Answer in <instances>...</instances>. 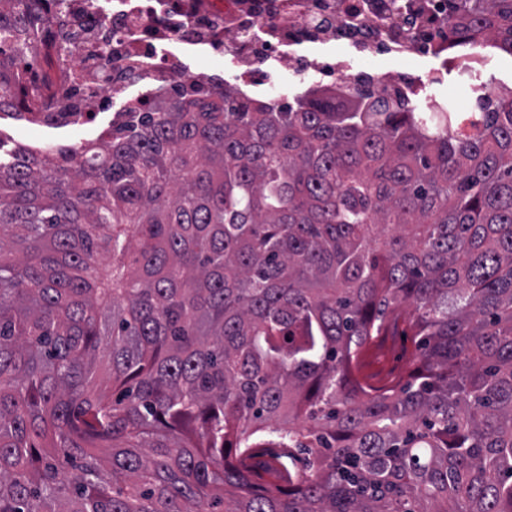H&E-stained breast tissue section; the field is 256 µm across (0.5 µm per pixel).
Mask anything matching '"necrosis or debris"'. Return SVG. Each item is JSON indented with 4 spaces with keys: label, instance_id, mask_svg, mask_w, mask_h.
Segmentation results:
<instances>
[{
    "label": "necrosis or debris",
    "instance_id": "obj_1",
    "mask_svg": "<svg viewBox=\"0 0 512 512\" xmlns=\"http://www.w3.org/2000/svg\"><path fill=\"white\" fill-rule=\"evenodd\" d=\"M63 29L55 45L31 38L15 70L50 57L46 79L16 88L10 108L42 145L97 127L158 93L229 87L285 105L292 89L348 102L364 90L396 92L416 112H438L437 89L457 72L470 105L507 93L486 73L489 43L449 46L447 0H29ZM384 56L425 63L419 73L366 69Z\"/></svg>",
    "mask_w": 512,
    "mask_h": 512
}]
</instances>
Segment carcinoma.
Returning <instances> with one entry per match:
<instances>
[{
  "label": "carcinoma",
  "instance_id": "1",
  "mask_svg": "<svg viewBox=\"0 0 512 512\" xmlns=\"http://www.w3.org/2000/svg\"><path fill=\"white\" fill-rule=\"evenodd\" d=\"M15 2L0 48L51 28ZM448 38L512 55V0ZM0 512H512V97L160 94L0 150ZM415 347L405 336H382L371 353L362 359L363 370L376 383L387 382L407 367Z\"/></svg>",
  "mask_w": 512,
  "mask_h": 512
}]
</instances>
